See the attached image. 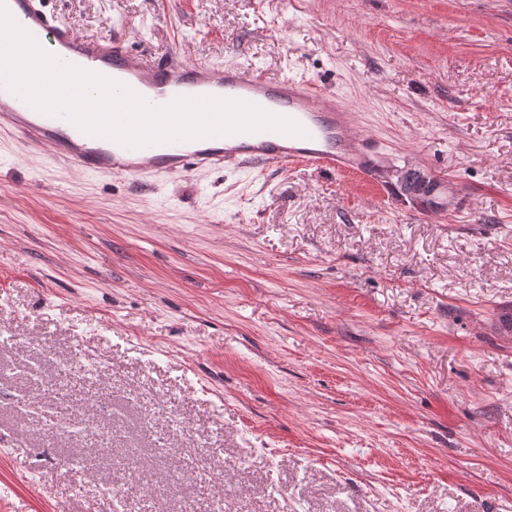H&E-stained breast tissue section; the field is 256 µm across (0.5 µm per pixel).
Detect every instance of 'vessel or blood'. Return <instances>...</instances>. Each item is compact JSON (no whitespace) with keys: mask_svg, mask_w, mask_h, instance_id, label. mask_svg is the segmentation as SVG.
<instances>
[{"mask_svg":"<svg viewBox=\"0 0 512 512\" xmlns=\"http://www.w3.org/2000/svg\"><path fill=\"white\" fill-rule=\"evenodd\" d=\"M6 5L15 20L59 59L119 81L151 104L165 105L180 96L240 99L292 118L307 131L303 137L263 131L129 149L88 135L63 117L35 110L0 84V128L46 146L53 156L81 171L132 182L240 164L284 168L303 163L344 174L371 171L370 136L357 112L316 82L273 79L250 66L191 63L176 55L143 59L120 42L79 37L47 11L44 0H6Z\"/></svg>","mask_w":512,"mask_h":512,"instance_id":"b4317fda","label":"vessel or blood"}]
</instances>
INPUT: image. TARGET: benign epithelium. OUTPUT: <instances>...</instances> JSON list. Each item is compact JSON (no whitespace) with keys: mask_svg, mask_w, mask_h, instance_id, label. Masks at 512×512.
I'll return each instance as SVG.
<instances>
[{"mask_svg":"<svg viewBox=\"0 0 512 512\" xmlns=\"http://www.w3.org/2000/svg\"><path fill=\"white\" fill-rule=\"evenodd\" d=\"M385 183L400 201L418 209L445 212L454 205V190L449 182L423 167L393 168L385 173Z\"/></svg>","mask_w":512,"mask_h":512,"instance_id":"obj_1","label":"benign epithelium"}]
</instances>
